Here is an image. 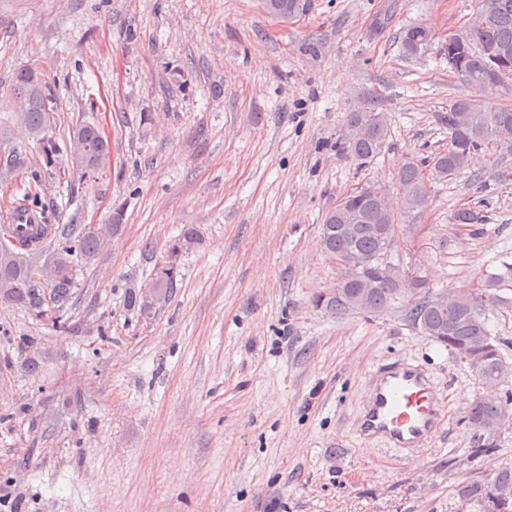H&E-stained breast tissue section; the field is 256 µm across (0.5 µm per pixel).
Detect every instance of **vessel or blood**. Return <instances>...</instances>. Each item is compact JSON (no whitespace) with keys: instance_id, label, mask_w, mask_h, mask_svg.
I'll use <instances>...</instances> for the list:
<instances>
[{"instance_id":"1","label":"vessel or blood","mask_w":512,"mask_h":512,"mask_svg":"<svg viewBox=\"0 0 512 512\" xmlns=\"http://www.w3.org/2000/svg\"><path fill=\"white\" fill-rule=\"evenodd\" d=\"M446 406L430 375L407 360L379 365L372 372L356 431L394 448L424 446L441 428Z\"/></svg>"}]
</instances>
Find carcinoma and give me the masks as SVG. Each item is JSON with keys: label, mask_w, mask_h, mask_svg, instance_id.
<instances>
[{"label": "carcinoma", "mask_w": 512, "mask_h": 512, "mask_svg": "<svg viewBox=\"0 0 512 512\" xmlns=\"http://www.w3.org/2000/svg\"><path fill=\"white\" fill-rule=\"evenodd\" d=\"M303 0H261L266 15L286 20L300 12ZM475 45L456 44L458 62L454 72L465 85L483 94L475 99L459 96L448 105L443 122L448 126V150L433 159L432 174L440 179L470 167L482 153L502 163L500 176L509 180L512 169L505 165L508 155L487 148L491 139L512 142V104L502 98L509 90L512 74V0H482L473 16ZM429 30L420 24L408 27L401 36V49L408 57L422 53L430 44ZM14 94L24 105L16 113V124L24 127L49 162L61 161L62 168H74L89 176L102 166L110 153L109 142L90 122H82L70 133L62 147L49 135L52 95L49 86L32 79L25 69L13 77ZM390 128L386 113L376 107L351 112L346 131L336 143L338 152L363 164L375 159L385 147ZM402 213L421 212L428 202L427 179L416 162L407 163L398 176ZM398 213L388 201L385 187L370 182L343 198L330 209L321 228L324 250L347 263L336 283L339 293L326 299V306L338 314L349 311L381 312L402 297L412 302L406 321L423 335L455 354L467 353L473 373L486 383L500 382L512 375V364L501 353V341L492 335L483 317L481 298L464 293L448 305L438 299L439 292L420 278L410 284L393 263L392 251L397 235ZM456 224H481L480 212L463 208L453 215ZM117 224L79 226L77 234L65 233L58 240L52 259L38 263L26 252L29 231L3 224L0 234V302L20 305L43 318L48 312L60 321L77 286V268L90 264L98 255L105 236L118 231ZM177 271L170 262L156 273L150 286L152 300L132 298L130 303L143 316L152 313L153 303H162L176 288ZM512 281V264L501 263V271L485 276V287L495 288ZM509 404L475 400L467 412L474 427L486 430L498 423ZM457 495L477 503L480 512H512V464L501 463L484 479L462 482Z\"/></svg>", "instance_id": "cac0c4a2"}]
</instances>
